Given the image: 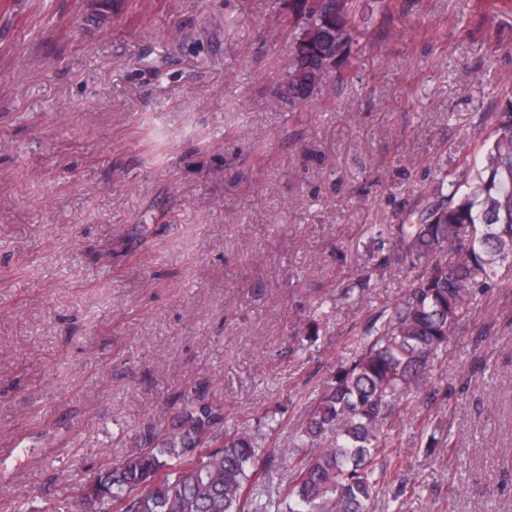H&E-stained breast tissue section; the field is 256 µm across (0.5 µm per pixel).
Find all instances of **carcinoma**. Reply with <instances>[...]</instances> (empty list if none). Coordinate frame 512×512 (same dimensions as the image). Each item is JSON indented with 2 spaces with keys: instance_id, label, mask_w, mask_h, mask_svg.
<instances>
[{
  "instance_id": "obj_1",
  "label": "carcinoma",
  "mask_w": 512,
  "mask_h": 512,
  "mask_svg": "<svg viewBox=\"0 0 512 512\" xmlns=\"http://www.w3.org/2000/svg\"><path fill=\"white\" fill-rule=\"evenodd\" d=\"M293 58L278 100L308 105L366 34L364 0H288ZM481 145L425 191L398 227L412 288L365 329L359 349L310 406L291 448L285 493L255 503L260 428L224 429V408L187 399L168 430L150 429L77 494L85 512H369L386 496L372 457L391 446L384 423L409 397L477 297L512 286V87L477 124Z\"/></svg>"
}]
</instances>
